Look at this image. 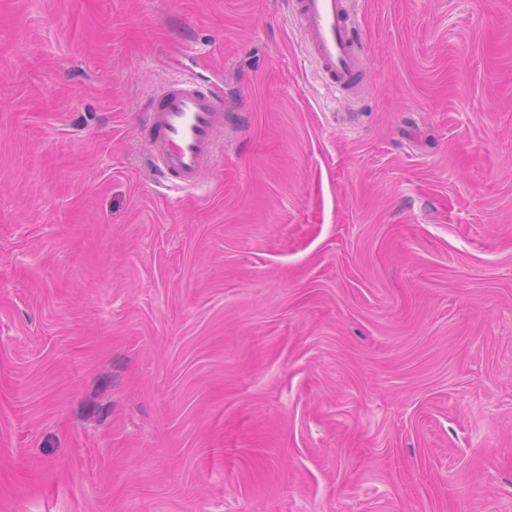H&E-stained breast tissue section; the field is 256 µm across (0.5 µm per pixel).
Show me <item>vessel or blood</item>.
Masks as SVG:
<instances>
[{
	"instance_id": "b4317fda",
	"label": "vessel or blood",
	"mask_w": 512,
	"mask_h": 512,
	"mask_svg": "<svg viewBox=\"0 0 512 512\" xmlns=\"http://www.w3.org/2000/svg\"><path fill=\"white\" fill-rule=\"evenodd\" d=\"M294 13L322 73L337 90L357 95L363 88L364 47L347 0H295ZM223 126L224 102L219 96L189 81L172 84L146 115L151 169L198 186Z\"/></svg>"
}]
</instances>
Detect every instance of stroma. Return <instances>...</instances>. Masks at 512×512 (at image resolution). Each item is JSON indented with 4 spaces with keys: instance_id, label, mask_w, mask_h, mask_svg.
I'll return each instance as SVG.
<instances>
[{
    "instance_id": "1",
    "label": "stroma",
    "mask_w": 512,
    "mask_h": 512,
    "mask_svg": "<svg viewBox=\"0 0 512 512\" xmlns=\"http://www.w3.org/2000/svg\"><path fill=\"white\" fill-rule=\"evenodd\" d=\"M351 6L0 0V512H512V0ZM347 0H296L294 13L308 50L336 90L349 97L363 89L364 47ZM145 127L150 168L196 187L211 160L216 133L224 128V101L192 82H176L150 107Z\"/></svg>"
}]
</instances>
